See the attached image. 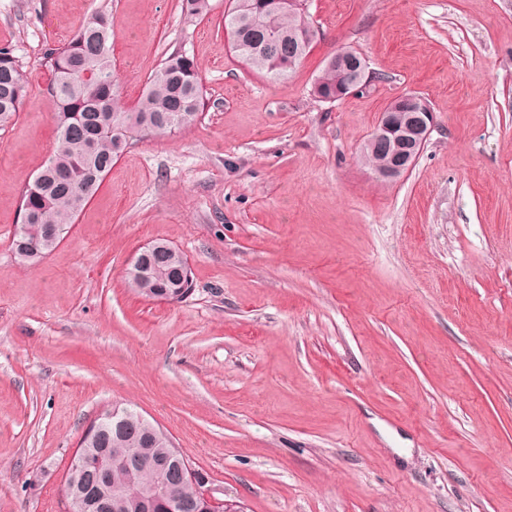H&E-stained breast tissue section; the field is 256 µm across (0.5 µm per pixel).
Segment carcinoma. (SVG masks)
Returning <instances> with one entry per match:
<instances>
[{
    "instance_id": "carcinoma-1",
    "label": "carcinoma",
    "mask_w": 512,
    "mask_h": 512,
    "mask_svg": "<svg viewBox=\"0 0 512 512\" xmlns=\"http://www.w3.org/2000/svg\"><path fill=\"white\" fill-rule=\"evenodd\" d=\"M210 0H183L182 11L199 19ZM224 30L232 51L252 70L283 81L310 52L319 30L294 11L287 0H229ZM44 65L51 73L46 94L56 109L57 139L52 156L22 193L21 224L13 239L23 262L45 258L70 232L74 218L89 203L112 162L132 143L164 136L194 125L205 109L198 63L186 50L169 54L148 79L134 108L119 105V79L112 69V19L92 12L69 40L48 47ZM345 79V67L326 60L313 93L333 91ZM26 86L12 48L0 47V123L10 121L23 103ZM187 261L179 250L147 261L144 273L126 271V284L146 300H161L174 289ZM123 422L122 430L116 423ZM95 424L96 440L70 464L64 486L96 481L97 496L83 501L80 512H166L164 499L147 501L165 489L186 500H201L204 487L173 481L169 456L173 445L154 437L159 429L134 408L103 411ZM131 454L154 460L158 467L140 469L127 463Z\"/></svg>"
}]
</instances>
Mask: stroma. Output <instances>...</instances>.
Listing matches in <instances>:
<instances>
[{"label": "stroma", "mask_w": 512, "mask_h": 512, "mask_svg": "<svg viewBox=\"0 0 512 512\" xmlns=\"http://www.w3.org/2000/svg\"><path fill=\"white\" fill-rule=\"evenodd\" d=\"M0 0L28 95L0 125V512H66L103 410L134 406L244 512H512V0H309L320 37L282 82L224 34L227 0ZM112 11L125 106L189 49L207 109L126 148L68 236L15 256L22 190L51 157L47 45ZM375 80L335 103L324 61ZM436 126L382 183L362 148L397 96ZM154 240L193 290L147 301ZM345 79V67L343 65L336 66V61L332 62L328 58L320 70L313 84V94H317L321 90L334 91L336 84L342 83Z\"/></svg>", "instance_id": "stroma-1"}]
</instances>
